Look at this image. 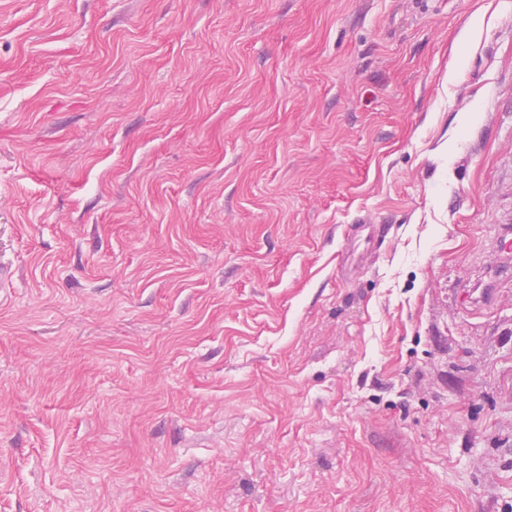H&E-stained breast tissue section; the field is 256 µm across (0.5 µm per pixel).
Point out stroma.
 I'll return each mask as SVG.
<instances>
[{"label": "stroma", "mask_w": 512, "mask_h": 512, "mask_svg": "<svg viewBox=\"0 0 512 512\" xmlns=\"http://www.w3.org/2000/svg\"><path fill=\"white\" fill-rule=\"evenodd\" d=\"M503 224L512 0H0V512H512Z\"/></svg>", "instance_id": "35a3bbf8"}]
</instances>
